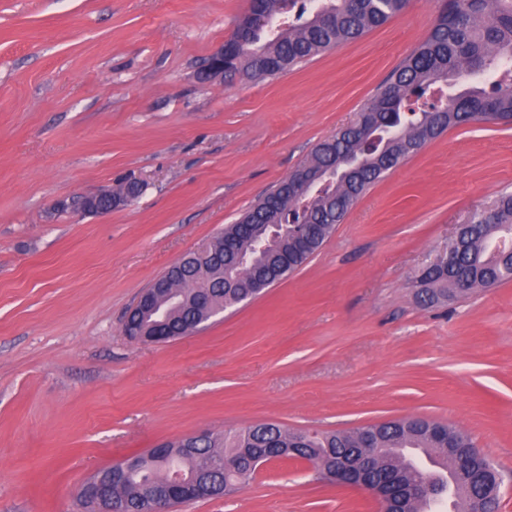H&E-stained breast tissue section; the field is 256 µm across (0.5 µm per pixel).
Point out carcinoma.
<instances>
[{"label": "carcinoma", "instance_id": "cac0c4a2", "mask_svg": "<svg viewBox=\"0 0 512 512\" xmlns=\"http://www.w3.org/2000/svg\"><path fill=\"white\" fill-rule=\"evenodd\" d=\"M407 0H259L251 14L239 20L233 39L224 44V75L274 77L289 67L338 45L360 38L401 13ZM512 59V0H441L427 38L393 72L360 119L342 127L320 144L310 159L275 186L269 195L224 227L205 254L190 253L167 268L161 280L188 293L210 289L215 310L237 306L253 294L257 283L268 288L302 266L330 237L349 210L383 176L397 168L426 143L445 131L478 120L482 112L512 120V77L491 79L504 60ZM466 77L459 92L441 96L435 85ZM334 171L311 192L304 175ZM496 221L477 218L448 241L439 261L418 276L417 299L424 306L447 303L460 295V285L485 288L512 276V244L498 249L500 237L512 239V195L494 203ZM154 316L135 313L141 324L166 321L178 339L204 327L213 315L177 307L162 296ZM473 447L457 427L423 418H403L359 427L350 432L292 430L260 422L224 437L208 435L176 464L186 476L208 472L228 495L240 489L258 470L255 449L264 461L282 458L293 448L294 458L311 463L322 474L345 464L357 477L383 488L381 503L393 512H425V497L410 490L455 483L454 512H496L500 494L457 472L456 448ZM141 464L112 485V500L122 512H141L144 492L168 479L153 453L135 455Z\"/></svg>", "mask_w": 512, "mask_h": 512}]
</instances>
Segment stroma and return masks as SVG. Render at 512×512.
<instances>
[{"label":"stroma","mask_w":512,"mask_h":512,"mask_svg":"<svg viewBox=\"0 0 512 512\" xmlns=\"http://www.w3.org/2000/svg\"><path fill=\"white\" fill-rule=\"evenodd\" d=\"M249 0H0V512H84L81 485L156 444L261 421L448 422L512 512V281L426 307L415 277L512 193V125L472 122L376 182L299 270L200 333L125 316L352 121L430 32L437 0L275 78L206 76ZM140 196L98 216L57 202ZM179 512H383L304 461Z\"/></svg>","instance_id":"stroma-1"}]
</instances>
